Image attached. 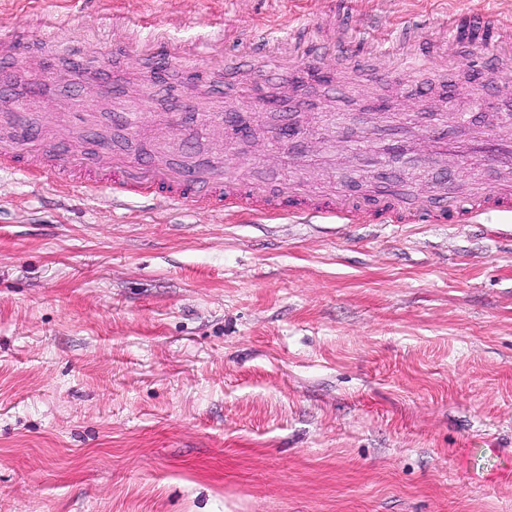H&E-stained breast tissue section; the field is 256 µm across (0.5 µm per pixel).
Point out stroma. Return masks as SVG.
Masks as SVG:
<instances>
[{
	"instance_id": "1",
	"label": "stroma",
	"mask_w": 512,
	"mask_h": 512,
	"mask_svg": "<svg viewBox=\"0 0 512 512\" xmlns=\"http://www.w3.org/2000/svg\"><path fill=\"white\" fill-rule=\"evenodd\" d=\"M115 13L183 48L162 82L113 44ZM476 13L512 0H0V33L52 71L94 59L133 85L126 109L148 115L113 127L116 152L149 153L190 108L203 158L225 138L205 112L266 85L240 83L237 48L302 28L330 79L294 68L268 122L303 132L240 142L250 178L413 194L436 169L364 164L370 122L502 130L512 67L467 39L378 72L326 46L362 23L439 44ZM285 148L294 163L263 162ZM0 512H512V217L267 220L0 174Z\"/></svg>"
}]
</instances>
